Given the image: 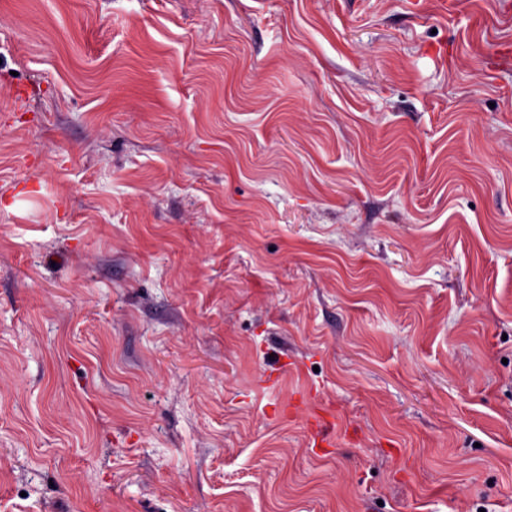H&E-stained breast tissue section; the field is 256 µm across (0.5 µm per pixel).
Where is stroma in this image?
<instances>
[{
    "instance_id": "1",
    "label": "stroma",
    "mask_w": 512,
    "mask_h": 512,
    "mask_svg": "<svg viewBox=\"0 0 512 512\" xmlns=\"http://www.w3.org/2000/svg\"><path fill=\"white\" fill-rule=\"evenodd\" d=\"M512 0H0V512H512Z\"/></svg>"
}]
</instances>
